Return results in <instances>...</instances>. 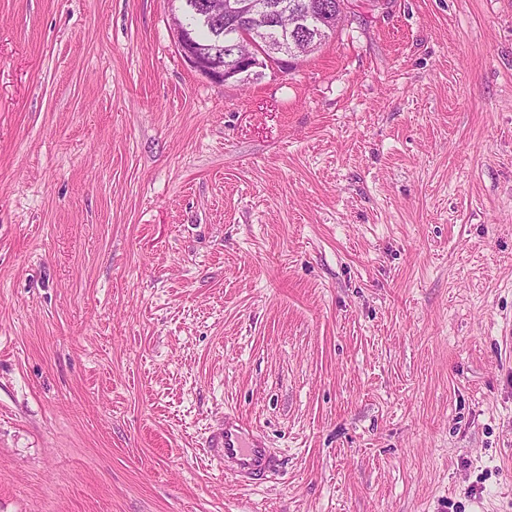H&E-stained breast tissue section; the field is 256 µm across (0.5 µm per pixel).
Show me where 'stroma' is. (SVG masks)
I'll use <instances>...</instances> for the list:
<instances>
[{
    "mask_svg": "<svg viewBox=\"0 0 512 512\" xmlns=\"http://www.w3.org/2000/svg\"><path fill=\"white\" fill-rule=\"evenodd\" d=\"M348 11L222 85L0 0V512H512V0ZM212 448L215 456L224 461V471H232L239 482L279 467V460L270 453L264 436L236 414L224 415V428Z\"/></svg>",
    "mask_w": 512,
    "mask_h": 512,
    "instance_id": "1",
    "label": "stroma"
}]
</instances>
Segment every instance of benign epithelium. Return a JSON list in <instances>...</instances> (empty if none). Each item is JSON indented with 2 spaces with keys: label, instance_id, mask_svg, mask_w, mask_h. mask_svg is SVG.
<instances>
[{
  "label": "benign epithelium",
  "instance_id": "7a95c632",
  "mask_svg": "<svg viewBox=\"0 0 512 512\" xmlns=\"http://www.w3.org/2000/svg\"><path fill=\"white\" fill-rule=\"evenodd\" d=\"M270 10L271 3L267 0H199L195 12L201 23L212 25L223 21L236 26L242 22L248 33L234 41L229 57L222 60L191 43L181 13L176 12L173 25L180 54L211 81L240 83L247 72L257 67L261 57L271 68L308 57L317 50L320 35L340 29L347 19L344 0H322L312 4L309 10L293 11L291 28L276 34L269 22Z\"/></svg>",
  "mask_w": 512,
  "mask_h": 512
}]
</instances>
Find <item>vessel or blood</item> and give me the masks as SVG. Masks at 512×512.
<instances>
[{"mask_svg": "<svg viewBox=\"0 0 512 512\" xmlns=\"http://www.w3.org/2000/svg\"><path fill=\"white\" fill-rule=\"evenodd\" d=\"M216 457L238 481L276 471L278 459L270 453L266 440L239 415L224 417V427L213 444Z\"/></svg>", "mask_w": 512, "mask_h": 512, "instance_id": "1", "label": "vessel or blood"}]
</instances>
